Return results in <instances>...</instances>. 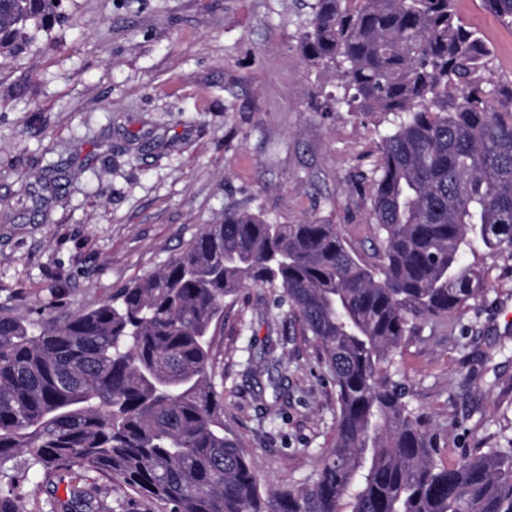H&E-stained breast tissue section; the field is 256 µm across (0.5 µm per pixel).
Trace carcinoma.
<instances>
[{
    "instance_id": "obj_1",
    "label": "carcinoma",
    "mask_w": 512,
    "mask_h": 512,
    "mask_svg": "<svg viewBox=\"0 0 512 512\" xmlns=\"http://www.w3.org/2000/svg\"><path fill=\"white\" fill-rule=\"evenodd\" d=\"M512 27V0H483ZM60 17L53 0H8L0 56ZM300 46L336 72L381 135L359 256L335 224L224 212L162 268L65 322L0 305V512H99L89 475L117 479L163 512H512V439L443 460L446 438L394 370L418 322L489 290L467 256L512 254V88L455 0H314ZM250 286L311 337L336 386V434L315 477L260 490L224 429L213 326ZM70 479V500L51 486ZM36 481L48 498L23 493Z\"/></svg>"
}]
</instances>
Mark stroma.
<instances>
[{
    "label": "stroma",
    "instance_id": "35a3bbf8",
    "mask_svg": "<svg viewBox=\"0 0 512 512\" xmlns=\"http://www.w3.org/2000/svg\"><path fill=\"white\" fill-rule=\"evenodd\" d=\"M310 2L64 0L50 31L0 57V303L65 321L229 209L313 217L368 255L379 117L324 110L337 81L303 58ZM456 6L512 83V28L482 0ZM476 259L485 297L421 321L395 364L453 460L512 437V254ZM213 341L225 427L261 488L297 486L336 431L315 343L258 287L225 299Z\"/></svg>",
    "mask_w": 512,
    "mask_h": 512
}]
</instances>
